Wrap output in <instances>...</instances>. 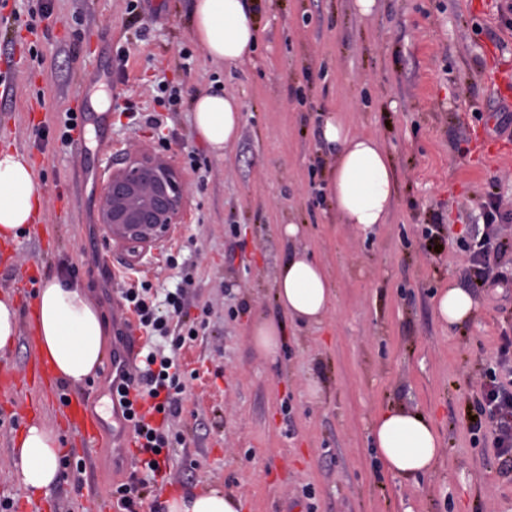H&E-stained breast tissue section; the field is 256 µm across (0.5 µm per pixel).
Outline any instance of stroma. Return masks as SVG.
Segmentation results:
<instances>
[{
    "label": "stroma",
    "mask_w": 512,
    "mask_h": 512,
    "mask_svg": "<svg viewBox=\"0 0 512 512\" xmlns=\"http://www.w3.org/2000/svg\"><path fill=\"white\" fill-rule=\"evenodd\" d=\"M504 3L377 0L364 16L355 0H259L254 58L229 66L194 41L191 0H0V68L14 70L0 99V148L27 156L47 199L41 236L0 244V293L18 309L16 340L0 351V375L15 383L0 399V500L11 512H89L92 496L96 512H115L112 461L136 453L113 449L105 369L66 388L100 422V441H88L69 428L59 395L32 386L27 340L35 292L60 271L107 320L126 278L150 281L161 297L179 285L162 250L137 259L102 231L101 186L138 147L173 155L188 184L185 222L167 247L193 273L190 317L206 323L178 352L190 374L174 421L183 442L159 500L219 483L243 498V512H512V470L493 459L491 427L475 441L465 424L481 370L512 330V299L477 294V314L456 326L432 309L442 288L468 284L457 239L482 226L489 180L512 198V157L481 160L473 143L456 144L460 130L497 126L502 97L487 71ZM218 80L242 104L240 137L221 159L192 129L193 97ZM160 83L180 89L175 111L155 103ZM129 105L159 114L162 127L131 124ZM70 108L102 117L107 139L88 126L82 154L63 146ZM328 111L378 135L391 155L393 211L373 231L335 217ZM436 213L442 246L429 252L422 231ZM286 224L300 225L297 239L282 235ZM294 247L327 267L336 301L323 324L288 326L270 362L248 330L277 315L274 279ZM393 405L423 411L441 434L425 475L392 476L372 446L375 416ZM36 422L57 434L60 455L84 462L79 480L59 479L46 496L29 495L11 464L14 440Z\"/></svg>",
    "instance_id": "obj_1"
}]
</instances>
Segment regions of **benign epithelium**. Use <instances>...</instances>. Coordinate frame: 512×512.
Wrapping results in <instances>:
<instances>
[{
    "instance_id": "1",
    "label": "benign epithelium",
    "mask_w": 512,
    "mask_h": 512,
    "mask_svg": "<svg viewBox=\"0 0 512 512\" xmlns=\"http://www.w3.org/2000/svg\"><path fill=\"white\" fill-rule=\"evenodd\" d=\"M105 236L139 256L164 244L185 219V182L172 156L129 151L104 182L99 198Z\"/></svg>"
}]
</instances>
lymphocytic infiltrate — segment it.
<instances>
[{
  "label": "lymphocytic infiltrate",
  "mask_w": 512,
  "mask_h": 512,
  "mask_svg": "<svg viewBox=\"0 0 512 512\" xmlns=\"http://www.w3.org/2000/svg\"><path fill=\"white\" fill-rule=\"evenodd\" d=\"M483 207L480 238L460 243L468 258V284L476 293L497 288L507 291L512 289V269L505 255L512 249V238L503 237L500 228L512 223V199L490 191ZM120 294L126 311L135 316L138 329L145 334L141 366L126 374L124 385L116 391L140 457L128 480L113 488L111 496L120 512H139L145 505V489L167 479L168 454L182 442L171 427L182 410L185 391V372L175 352L197 339L200 324L190 320L182 293L169 295L165 312L154 305L148 281L125 284ZM163 338L169 340L172 355L161 349ZM473 408L475 415L468 423L471 433H479L484 423H491L494 458L500 470H508L512 467V334H501L495 360L477 385Z\"/></svg>",
  "instance_id": "obj_1"
}]
</instances>
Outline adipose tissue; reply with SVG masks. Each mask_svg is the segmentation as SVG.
I'll return each mask as SVG.
<instances>
[{
    "mask_svg": "<svg viewBox=\"0 0 512 512\" xmlns=\"http://www.w3.org/2000/svg\"><path fill=\"white\" fill-rule=\"evenodd\" d=\"M192 35L214 61L238 65L252 60L258 41L257 0H193ZM193 132L216 157L238 140V98L220 88L196 95ZM322 138L331 148L327 191L340 223L369 231L386 223L396 194V175L387 149L374 135L352 131L337 114H329ZM45 206L43 188L26 157L0 151V240L28 232ZM275 298L282 318L257 317L249 334L255 351L276 361L286 321L320 324L330 312L335 292L324 267L303 250H293L279 267ZM478 303L470 291L450 287L434 300L436 316L448 325L472 318ZM35 324L38 348L63 380L80 384L101 364L109 332L97 304L79 283L54 277L37 290ZM371 441L393 476L414 479L432 470L442 451L441 435L432 419L403 405L376 415ZM13 464L27 492L50 493L58 477L54 432L31 425L12 450ZM166 512H241L242 501L222 487L185 492L165 501Z\"/></svg>",
    "mask_w": 512,
    "mask_h": 512,
    "instance_id": "adipose-tissue-1",
    "label": "adipose tissue"
}]
</instances>
